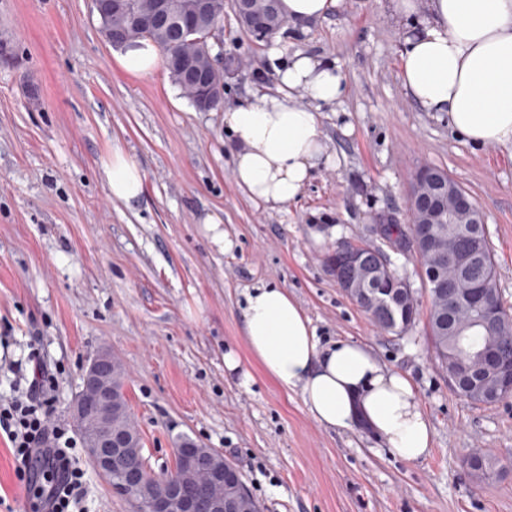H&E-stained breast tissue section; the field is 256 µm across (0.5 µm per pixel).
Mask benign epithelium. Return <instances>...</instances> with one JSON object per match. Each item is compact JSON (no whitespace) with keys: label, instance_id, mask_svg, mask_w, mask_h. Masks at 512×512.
<instances>
[{"label":"benign epithelium","instance_id":"obj_1","mask_svg":"<svg viewBox=\"0 0 512 512\" xmlns=\"http://www.w3.org/2000/svg\"><path fill=\"white\" fill-rule=\"evenodd\" d=\"M279 0H269L264 14L252 12L249 0H232L234 13L250 33L259 39L274 34L271 20L275 18ZM113 11L132 16V22L114 27L107 25L105 36L114 46L133 45L141 39L139 18L133 16V6L116 0ZM224 20L222 0H156L148 22L158 28H173V32L193 35L204 34L202 52L205 69L185 64L180 57L171 59L179 74V85L184 93L195 89L198 108L208 111L224 91V76L233 68V61L224 56V47L213 51L210 40L216 39ZM409 212L413 241L422 250L434 253L442 247L444 236L441 225L482 224V214L467 190L449 174L430 166L418 168L409 186ZM336 263L352 266L355 275L338 280L339 287L353 300L361 301L369 312L383 319L385 329L405 331L411 324L409 307L413 293L408 283L399 278L381 253L359 245L341 246L331 254ZM451 306L482 307L478 324L492 336H500L512 319L501 316L493 306V296L487 287L464 294H448ZM118 368L117 357L108 350L97 353L83 375V388L90 395L75 400V417L90 426L85 448L96 469L104 477L112 478V461L118 456H139L140 436L129 430L112 428L115 410L112 373ZM495 387L484 390L494 396V402L512 396V367L494 372ZM180 470V482L170 485L162 495L152 492L140 474L132 473L112 482L115 491L123 496L136 493L142 496L148 512H237L248 501L250 494L243 483H238L235 495H224V480L235 472L234 466L224 458L206 457L198 448H183L175 460Z\"/></svg>","mask_w":512,"mask_h":512}]
</instances>
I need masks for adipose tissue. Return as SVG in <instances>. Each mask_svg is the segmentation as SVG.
<instances>
[{
	"label": "adipose tissue",
	"mask_w": 512,
	"mask_h": 512,
	"mask_svg": "<svg viewBox=\"0 0 512 512\" xmlns=\"http://www.w3.org/2000/svg\"><path fill=\"white\" fill-rule=\"evenodd\" d=\"M387 8L405 28L406 94L471 144L512 149V0H387ZM280 82L282 94L224 115L237 184L273 207L296 198L312 171L330 163L312 105L336 103L344 91L336 61L301 53L281 71ZM298 91L308 103L296 101ZM104 172L115 199L141 195L143 175L121 149L113 150ZM243 336L263 374L284 390L300 391L319 424L365 427L406 462L430 454L432 425L411 380L382 365L364 344L320 346L287 289L263 284L249 291Z\"/></svg>",
	"instance_id": "adipose-tissue-1"
}]
</instances>
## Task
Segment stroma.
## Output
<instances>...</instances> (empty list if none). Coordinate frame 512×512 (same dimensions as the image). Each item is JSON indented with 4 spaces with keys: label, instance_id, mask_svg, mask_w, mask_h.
Segmentation results:
<instances>
[{
    "label": "stroma",
    "instance_id": "stroma-1",
    "mask_svg": "<svg viewBox=\"0 0 512 512\" xmlns=\"http://www.w3.org/2000/svg\"><path fill=\"white\" fill-rule=\"evenodd\" d=\"M404 37L381 0H339L308 30L264 40L225 9L224 54L242 66L226 74L220 109L201 112L164 64L143 75L120 65L92 0H0V404L26 393L32 357L47 364L50 418L84 472L79 512H138L92 465L71 412L103 349L124 365L154 473L187 437L238 466L261 512H512V397L484 405L454 391L434 357L421 264L376 230L389 216L408 224L418 167L445 170L484 216L512 310V151L466 142L405 95ZM298 51L337 60L345 94L321 109L331 163L273 209L236 184L224 114L275 93ZM116 147L143 175L138 202L112 197L103 164ZM209 215L230 250L213 242ZM342 241L381 250L409 283L407 331L378 328L339 288L326 260ZM262 283L296 297L321 344L361 342L410 377L433 428L429 456L402 462L365 429L320 425L299 392L252 367L245 294ZM231 349L250 381L225 370ZM475 452L489 476L468 469ZM33 476L0 432V512H29Z\"/></svg>",
    "mask_w": 512,
    "mask_h": 512
}]
</instances>
